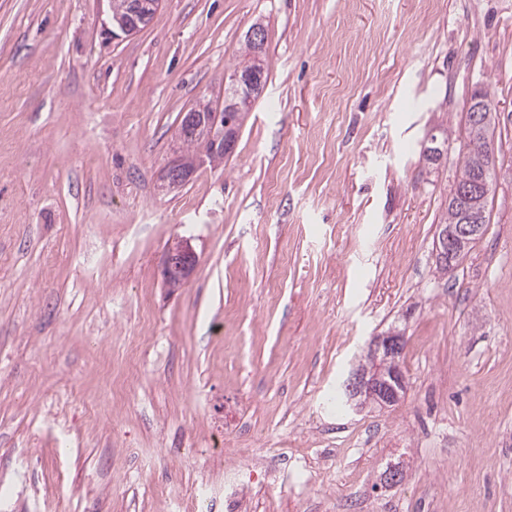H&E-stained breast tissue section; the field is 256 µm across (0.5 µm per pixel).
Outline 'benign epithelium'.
<instances>
[{"label": "benign epithelium", "mask_w": 512, "mask_h": 512, "mask_svg": "<svg viewBox=\"0 0 512 512\" xmlns=\"http://www.w3.org/2000/svg\"><path fill=\"white\" fill-rule=\"evenodd\" d=\"M107 4L108 20L112 31H119L132 36L150 25L161 11L162 0H125L117 5L116 0H104ZM247 38L255 48L256 55L265 49L266 37L263 25L254 24L247 33ZM190 129L203 141L200 152L188 157L179 150H174L173 157L162 168L159 180L160 188L165 193L183 188L196 170L206 164L211 155L233 153L239 126L231 120L220 121L221 113L212 115L205 112V103L193 104ZM472 236L467 227H458L453 233H443L437 246V256L442 262L448 260V251L455 245ZM198 256L188 240L179 238L166 250L163 259L165 284L170 288H181L190 282L196 267ZM404 333L394 327L384 333L374 335L367 343L364 358L374 364L373 368L361 369L350 373L347 379V403L357 410L372 401L381 407L392 406L402 397L405 388L403 367Z\"/></svg>", "instance_id": "obj_1"}]
</instances>
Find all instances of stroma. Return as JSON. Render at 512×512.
Listing matches in <instances>:
<instances>
[{
  "label": "stroma",
  "mask_w": 512,
  "mask_h": 512,
  "mask_svg": "<svg viewBox=\"0 0 512 512\" xmlns=\"http://www.w3.org/2000/svg\"><path fill=\"white\" fill-rule=\"evenodd\" d=\"M235 153L158 189L255 22ZM0 0V512H512V0ZM487 89L483 238L441 269L461 116ZM448 147L426 162L429 135ZM190 238L189 284L162 259ZM404 330L395 406L332 400ZM66 403L67 420L55 417ZM405 482L384 487L388 464ZM104 2L112 23V35H116V31L126 36L137 34L154 21L162 7V0H127L122 6L114 0ZM198 256L187 239L178 238L166 250L163 274L168 288H182L190 282Z\"/></svg>",
  "instance_id": "1"
}]
</instances>
